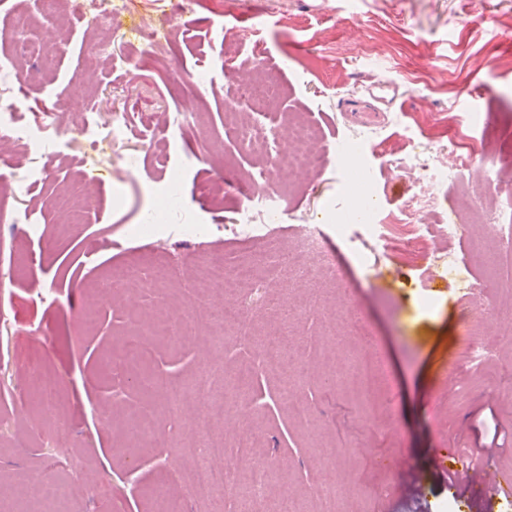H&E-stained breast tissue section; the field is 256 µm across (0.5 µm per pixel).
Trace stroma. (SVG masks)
<instances>
[{"label":"stroma","instance_id":"obj_1","mask_svg":"<svg viewBox=\"0 0 512 512\" xmlns=\"http://www.w3.org/2000/svg\"><path fill=\"white\" fill-rule=\"evenodd\" d=\"M174 2L126 0L119 36L66 17L61 0L0 7V59L32 73L0 101L16 103L56 149L30 194L16 180L33 149L13 144L0 157V512H38L34 488L44 479L62 491L58 512H156L151 492L160 484L181 512H241L252 501L242 466L260 455L274 472L257 512H277L283 492L294 512H504V500L449 490L435 456L451 448L450 466L476 464L495 425L496 465L512 475V317L504 315L512 289L503 286L512 278V235L485 234L489 216L512 206V182L490 192L476 176L482 165L512 173V0H200L181 12ZM145 26L161 30V40L140 36ZM255 65L278 73L284 110L320 128L326 164L284 191L280 226L245 239L235 234L252 207L241 181L256 163L226 124L225 103L232 73ZM199 68L214 85L198 91V118L187 125V78ZM468 90L481 111H465ZM485 109L495 115L488 124ZM108 112L127 113L129 140L85 135ZM154 113L169 122L148 123ZM347 140L359 144L353 155L384 223L421 224L429 257L396 241L337 235L357 211L336 153ZM439 152L447 170L432 166ZM405 161L434 178L439 205L426 219L404 208L419 189L415 178H392L388 168ZM172 176L180 196L170 223L208 225L206 241L134 237L155 185ZM88 179L95 205L81 223H62L60 187ZM458 218L467 232L448 237L444 226ZM304 226L330 235L320 254L298 253L294 236ZM213 252L228 270L263 256L261 293L300 304L308 294L300 272H327L318 283L324 307L290 325L303 370L267 367L271 320L260 300L247 317L250 335L226 319L221 347L201 326L178 340L144 337L158 381L207 369L234 404L222 430L237 490L204 499L184 479L197 463L192 413L167 410L160 390L130 385L118 349L153 311L183 317L190 277ZM162 263L172 272L165 287L116 294L93 328L81 324L111 269L134 264L148 273ZM457 264L495 311L481 338L493 353L484 367L469 360ZM372 350L384 360L385 386L372 397L347 393L339 373ZM35 356L61 376L54 407L16 375ZM289 381L304 416L281 403ZM145 413L159 420L150 437L136 431ZM401 449L403 469L384 467Z\"/></svg>","mask_w":512,"mask_h":512}]
</instances>
